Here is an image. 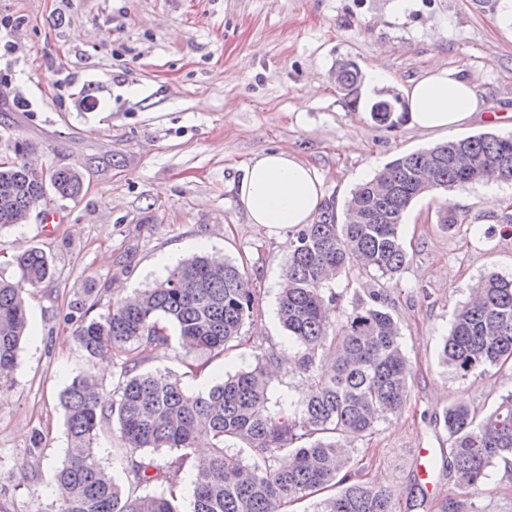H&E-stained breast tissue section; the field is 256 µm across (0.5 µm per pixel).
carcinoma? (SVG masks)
<instances>
[{"instance_id": "obj_1", "label": "carcinoma", "mask_w": 512, "mask_h": 512, "mask_svg": "<svg viewBox=\"0 0 512 512\" xmlns=\"http://www.w3.org/2000/svg\"><path fill=\"white\" fill-rule=\"evenodd\" d=\"M337 81L345 95L359 99L355 63L340 64ZM378 106L371 104L372 118L387 128L405 118L403 111L395 117ZM10 148L12 162L0 164V227L23 223L47 195L28 162L29 145L16 138ZM486 178L512 180V135L450 139L398 157L352 192L344 223L326 212L297 228L278 316L311 385L306 399L289 404L286 417L268 407L278 365L272 353L192 392L170 372L142 370L144 359L131 355L168 344L172 332L188 352L224 349L254 312L255 291L237 265L193 256L134 298L83 322L79 341L89 356L120 352L127 358L112 398L99 395L100 383L91 373L73 379L60 396L67 453L56 474L59 512H178L171 494L124 493L100 463L97 430L111 417L130 448L181 452L164 466L152 458L133 461L138 484L170 482L196 442L209 441L211 454L195 474L190 512H286L289 503L330 487L336 493L317 512H400L394 494L356 478L342 452L345 443L398 414L409 393L411 365L389 311V289L356 295L335 326L329 311L339 295L329 285L354 259L367 274L398 280L409 262L400 226L412 201ZM50 185L61 198L81 192L78 172L66 167L55 172ZM14 262L24 284L0 280L1 382L10 377L28 332L24 285L36 287L52 276L48 258L38 250L15 255ZM442 355L461 377L512 361V276L491 271L475 285L453 315ZM443 423L450 441L444 463L454 474L457 496L468 497L483 488L491 464L512 457V392L481 419L466 406L452 405ZM228 439L246 443L253 463L229 453ZM281 453L292 462L273 466Z\"/></svg>"}]
</instances>
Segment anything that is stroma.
I'll use <instances>...</instances> for the list:
<instances>
[{"label": "stroma", "instance_id": "1", "mask_svg": "<svg viewBox=\"0 0 512 512\" xmlns=\"http://www.w3.org/2000/svg\"><path fill=\"white\" fill-rule=\"evenodd\" d=\"M497 0H0V152L21 138L40 166L81 177L74 199L48 194L21 225L0 228V278L16 283L13 254L42 251L53 274L28 295L29 330L11 379L0 384V512H58L55 473L66 447L59 405L73 378L93 372L111 395L122 356L90 359L75 305L104 312L168 272L162 257H218L244 266L256 311L229 350L189 352L177 339L147 349L146 371L180 375L191 390L282 357L269 386L281 414L304 396L306 374L288 364L293 346L276 309L288 253L247 221L235 181L256 153L280 148L315 167L336 219L353 188L386 163L446 142L401 122L388 130L372 102L400 93L429 68L480 72L486 112L512 111V42L494 24ZM360 72L382 64L391 84L361 89L359 103L336 85L339 63ZM458 222L441 224L444 208ZM512 182L477 181L416 199L402 235L410 261L391 292V313L412 368L406 405L347 448L363 481L398 496L402 512H438L454 498L447 469L420 494V449L448 454L443 410L483 415L512 390V369L460 378L442 361L455 307L488 271L512 275ZM98 458L123 490L174 487L187 512L195 469L171 484H136L135 452L115 420L97 436ZM422 507H414L415 495ZM462 512H512V471L489 469L487 488Z\"/></svg>", "mask_w": 512, "mask_h": 512}]
</instances>
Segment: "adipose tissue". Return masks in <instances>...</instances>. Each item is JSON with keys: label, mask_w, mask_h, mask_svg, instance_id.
<instances>
[{"label": "adipose tissue", "mask_w": 512, "mask_h": 512, "mask_svg": "<svg viewBox=\"0 0 512 512\" xmlns=\"http://www.w3.org/2000/svg\"><path fill=\"white\" fill-rule=\"evenodd\" d=\"M412 126L452 132L485 111L477 79L434 68L405 90ZM238 197L248 220L275 233L312 223L325 198L323 181L307 162L282 150L254 155L243 169Z\"/></svg>", "instance_id": "1"}]
</instances>
